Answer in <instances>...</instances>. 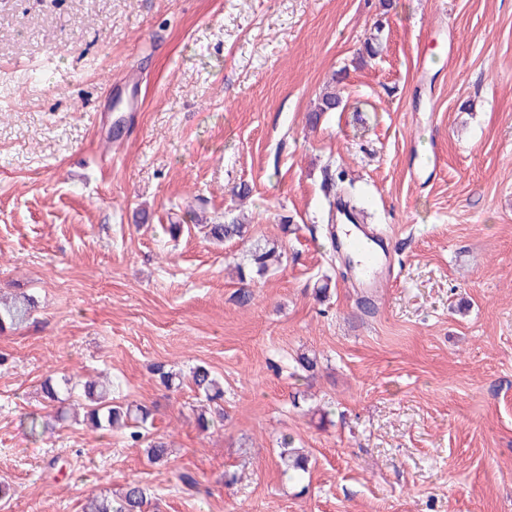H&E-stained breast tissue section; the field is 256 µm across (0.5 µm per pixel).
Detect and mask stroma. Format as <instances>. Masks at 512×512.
<instances>
[{
    "mask_svg": "<svg viewBox=\"0 0 512 512\" xmlns=\"http://www.w3.org/2000/svg\"><path fill=\"white\" fill-rule=\"evenodd\" d=\"M335 75L345 108L310 126ZM347 189L394 272L370 314L331 247ZM234 219L246 240L206 236ZM266 242L280 265L242 284ZM20 292L0 512L130 483L150 512H512V0H0V297ZM157 364L209 366L223 423L200 432L201 395ZM64 375L153 407L168 458L56 420ZM280 464L284 467L283 473L289 479L301 481L303 474L309 471V457L302 448L294 447V440L287 435L280 439Z\"/></svg>",
    "mask_w": 512,
    "mask_h": 512,
    "instance_id": "35a3bbf8",
    "label": "stroma"
}]
</instances>
